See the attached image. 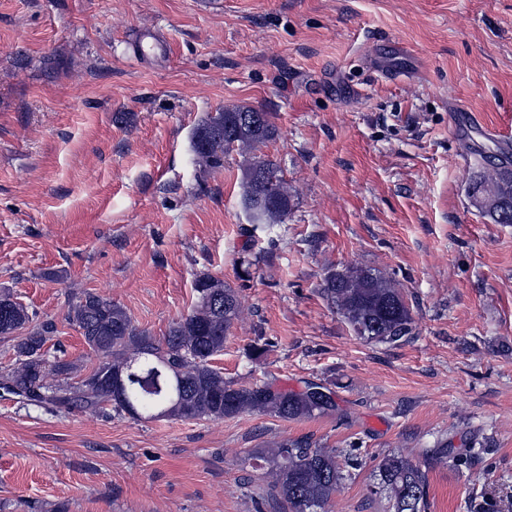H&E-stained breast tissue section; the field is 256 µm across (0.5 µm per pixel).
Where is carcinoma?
I'll list each match as a JSON object with an SVG mask.
<instances>
[{
    "instance_id": "cac0c4a2",
    "label": "carcinoma",
    "mask_w": 512,
    "mask_h": 512,
    "mask_svg": "<svg viewBox=\"0 0 512 512\" xmlns=\"http://www.w3.org/2000/svg\"><path fill=\"white\" fill-rule=\"evenodd\" d=\"M245 107L209 114L193 134L195 163L205 170L224 168V156L237 149L250 160L244 168L242 198L252 224H278L290 210L288 183L280 166L256 154L277 135L269 113L245 122ZM500 200L486 210L497 224H512V169L491 164V173L476 178ZM197 301L192 311L172 323L163 338L134 324L112 299L87 292L69 308L67 319L80 331L98 364L72 382L76 364L46 358L44 346L55 332L51 322L30 326L32 318L7 291L0 292V337L13 341L18 367L0 377V388L18 399L49 411L111 407L117 415L136 419H222L243 411L288 420L326 414L332 399H317L310 386L288 391L272 383L238 386L224 379L213 364L224 353L227 333L238 317L239 300L224 280L203 275L195 280ZM323 295L335 304L355 332L370 340L399 342L412 333V317L396 285L371 270L351 266L329 273ZM127 376L124 391L112 390L111 379ZM255 465L274 462L275 481L266 494L277 512H319L336 494L343 470L336 451L313 448L301 440H285L273 457L252 456ZM377 482L370 494L382 495L393 512H426L425 472L400 453L390 452L376 464Z\"/></svg>"
}]
</instances>
